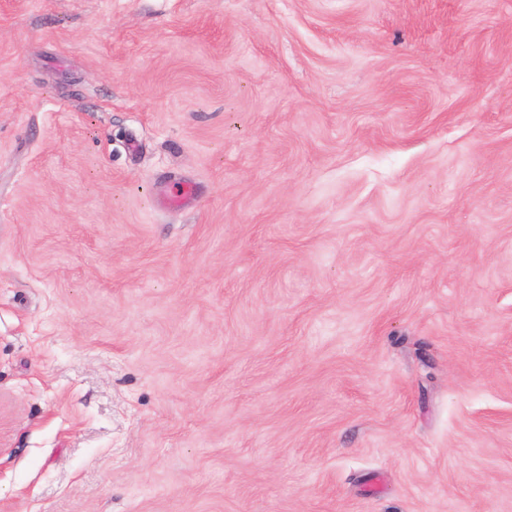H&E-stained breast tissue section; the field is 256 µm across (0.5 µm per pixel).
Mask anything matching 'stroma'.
<instances>
[{"label": "stroma", "instance_id": "35a3bbf8", "mask_svg": "<svg viewBox=\"0 0 512 512\" xmlns=\"http://www.w3.org/2000/svg\"><path fill=\"white\" fill-rule=\"evenodd\" d=\"M0 512H512V0H0Z\"/></svg>", "mask_w": 512, "mask_h": 512}]
</instances>
